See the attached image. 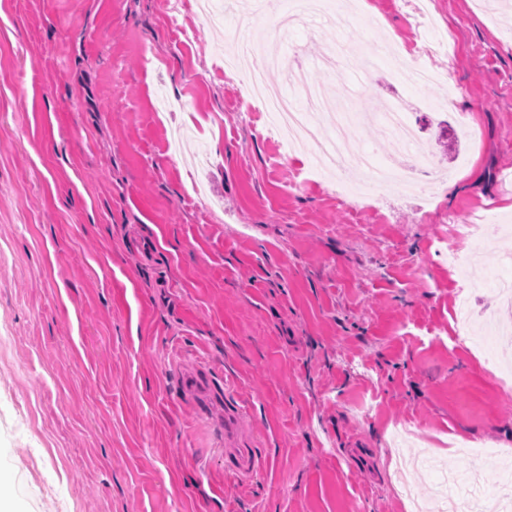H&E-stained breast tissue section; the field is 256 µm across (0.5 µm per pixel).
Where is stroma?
<instances>
[{"instance_id": "1", "label": "stroma", "mask_w": 512, "mask_h": 512, "mask_svg": "<svg viewBox=\"0 0 512 512\" xmlns=\"http://www.w3.org/2000/svg\"><path fill=\"white\" fill-rule=\"evenodd\" d=\"M209 2L220 23L195 0H0V512H439L441 473L512 459V343L487 366L453 315L466 278L477 319L512 323V30L432 0L454 93L405 94L456 186L351 201L248 111L221 69L236 17ZM367 3L346 43L375 49L382 98L379 43L420 33ZM336 37L320 20L282 50L320 83ZM489 200L484 245L449 240L481 259L460 276L435 218ZM230 436L266 457L254 480L225 472Z\"/></svg>"}]
</instances>
